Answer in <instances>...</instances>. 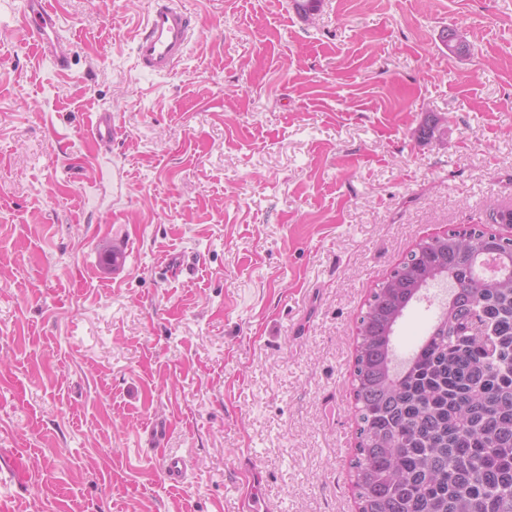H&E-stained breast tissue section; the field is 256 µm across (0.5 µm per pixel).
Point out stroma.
<instances>
[{
    "label": "stroma",
    "mask_w": 512,
    "mask_h": 512,
    "mask_svg": "<svg viewBox=\"0 0 512 512\" xmlns=\"http://www.w3.org/2000/svg\"><path fill=\"white\" fill-rule=\"evenodd\" d=\"M53 2L64 75L0 0V499L237 512L252 466L275 512H357L370 292L431 233L508 231L512 0H323L307 22L290 0H186L197 32L160 77L129 39L150 0ZM448 289L400 321L398 356ZM163 452L189 461L179 485ZM92 138L99 144L108 147L117 138L118 129L112 121V113L108 111L97 112L91 122ZM30 454L26 448H17L9 457V466L16 482L24 484L29 479Z\"/></svg>",
    "instance_id": "35a3bbf8"
}]
</instances>
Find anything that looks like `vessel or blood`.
<instances>
[{
    "label": "vessel or blood",
    "mask_w": 512,
    "mask_h": 512,
    "mask_svg": "<svg viewBox=\"0 0 512 512\" xmlns=\"http://www.w3.org/2000/svg\"><path fill=\"white\" fill-rule=\"evenodd\" d=\"M22 4L23 17L33 23L32 37L40 55L52 62L59 72H66L69 42L57 10L50 0H22ZM194 19L183 0H151L147 17L132 40L136 68L156 75L170 74L187 54L196 32ZM90 130L93 139L106 147L118 135L108 111L95 114ZM160 469L169 483L176 485L183 480L187 461L181 456L164 455L160 458ZM250 482L252 490L241 512H272L270 503L258 490L261 483L258 472H251Z\"/></svg>",
    "instance_id": "b4317fda"
}]
</instances>
